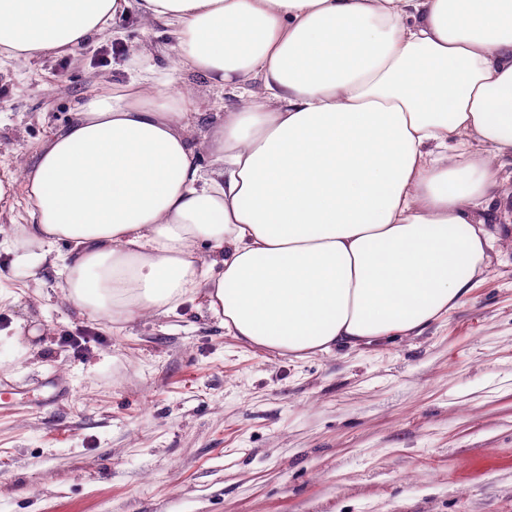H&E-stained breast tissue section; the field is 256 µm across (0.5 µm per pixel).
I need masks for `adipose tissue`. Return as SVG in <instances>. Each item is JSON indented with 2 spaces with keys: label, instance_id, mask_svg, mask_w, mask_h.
Here are the masks:
<instances>
[{
  "label": "adipose tissue",
  "instance_id": "ef3b65f1",
  "mask_svg": "<svg viewBox=\"0 0 512 512\" xmlns=\"http://www.w3.org/2000/svg\"><path fill=\"white\" fill-rule=\"evenodd\" d=\"M127 5L0 0V57L72 52ZM137 6L164 26L175 73L247 103L199 143L194 101L149 77L93 90L0 177V206L18 184L28 202L30 224L0 225L17 265H53L81 314L197 299L226 334L298 358L414 334L462 302L496 241L497 160L512 157V0Z\"/></svg>",
  "mask_w": 512,
  "mask_h": 512
}]
</instances>
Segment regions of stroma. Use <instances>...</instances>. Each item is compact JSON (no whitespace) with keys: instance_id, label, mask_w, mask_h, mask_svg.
I'll return each instance as SVG.
<instances>
[{"instance_id":"obj_1","label":"stroma","mask_w":512,"mask_h":512,"mask_svg":"<svg viewBox=\"0 0 512 512\" xmlns=\"http://www.w3.org/2000/svg\"><path fill=\"white\" fill-rule=\"evenodd\" d=\"M161 26L129 7L73 52L0 63V171L95 84L166 78ZM207 133L238 100L200 75L171 87ZM497 254L421 334L300 359L225 335L187 302L110 322L79 314L49 268L0 248V512H512V197ZM58 380L63 396L46 397Z\"/></svg>"}]
</instances>
